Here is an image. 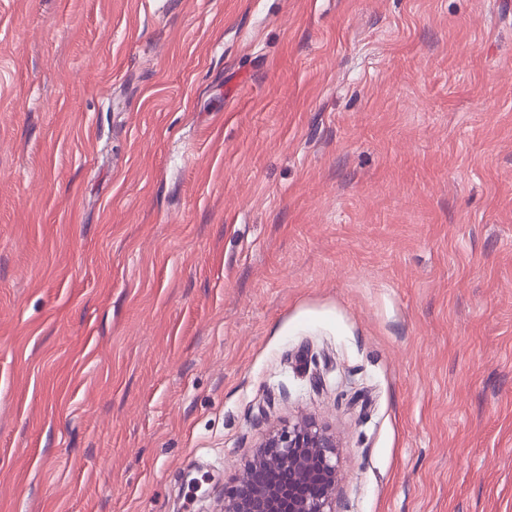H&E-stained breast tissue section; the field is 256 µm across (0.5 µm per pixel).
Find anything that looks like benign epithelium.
Segmentation results:
<instances>
[{
  "mask_svg": "<svg viewBox=\"0 0 512 512\" xmlns=\"http://www.w3.org/2000/svg\"><path fill=\"white\" fill-rule=\"evenodd\" d=\"M338 448L334 433L307 418L270 431L224 493L222 512H337Z\"/></svg>",
  "mask_w": 512,
  "mask_h": 512,
  "instance_id": "7a95c632",
  "label": "benign epithelium"
}]
</instances>
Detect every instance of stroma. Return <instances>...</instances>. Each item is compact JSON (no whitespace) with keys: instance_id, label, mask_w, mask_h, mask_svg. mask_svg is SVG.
Segmentation results:
<instances>
[{"instance_id":"stroma-1","label":"stroma","mask_w":512,"mask_h":512,"mask_svg":"<svg viewBox=\"0 0 512 512\" xmlns=\"http://www.w3.org/2000/svg\"><path fill=\"white\" fill-rule=\"evenodd\" d=\"M512 512V0H0V512ZM337 448L336 435L307 418L270 431L220 511L337 512Z\"/></svg>"}]
</instances>
